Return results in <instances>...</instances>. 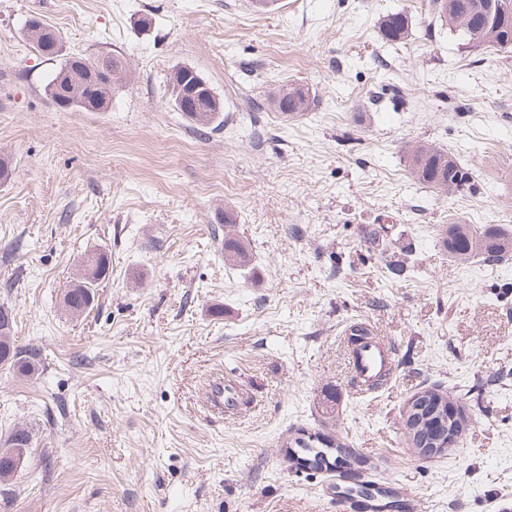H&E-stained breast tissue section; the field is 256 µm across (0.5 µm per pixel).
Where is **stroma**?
Returning a JSON list of instances; mask_svg holds the SVG:
<instances>
[{"label": "stroma", "mask_w": 512, "mask_h": 512, "mask_svg": "<svg viewBox=\"0 0 512 512\" xmlns=\"http://www.w3.org/2000/svg\"><path fill=\"white\" fill-rule=\"evenodd\" d=\"M430 0H0V304L37 374L0 367V438L33 435L7 512H341L326 476L285 457L289 428L340 439L404 512L512 507V255L460 263L449 225L512 231V50H472ZM405 13L403 42L385 15ZM39 17L70 55L123 56L106 111L64 110ZM194 68L224 105L197 130L167 81ZM307 90L303 115L271 92ZM420 142L470 169L448 195L409 174ZM233 223H225V214ZM407 248L391 278L373 228ZM248 250L224 261V238ZM110 271L90 311L61 293L84 253ZM398 354L382 389L351 384L346 330ZM244 391L223 417L215 379ZM462 397L460 445L422 460L401 425L431 386ZM409 19L402 13H391L381 22L383 37L390 42H400L409 35Z\"/></svg>", "instance_id": "35a3bbf8"}]
</instances>
